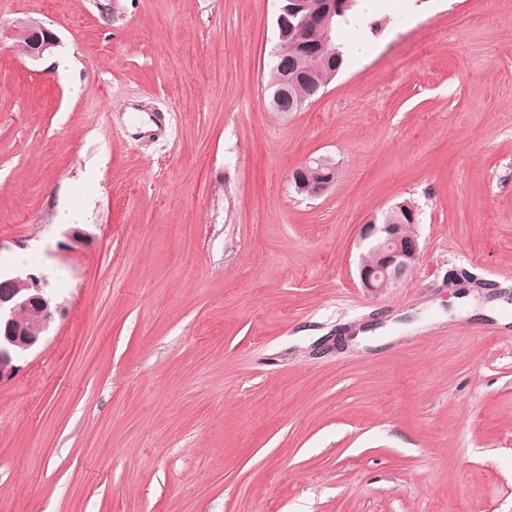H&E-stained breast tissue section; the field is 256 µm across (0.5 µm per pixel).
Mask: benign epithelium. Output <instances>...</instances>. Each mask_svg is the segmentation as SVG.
I'll return each mask as SVG.
<instances>
[{
    "label": "benign epithelium",
    "mask_w": 512,
    "mask_h": 512,
    "mask_svg": "<svg viewBox=\"0 0 512 512\" xmlns=\"http://www.w3.org/2000/svg\"><path fill=\"white\" fill-rule=\"evenodd\" d=\"M335 13V0H290L288 4L280 0L276 16L279 38L289 37L300 45L303 43L301 32L308 23L319 22L327 27ZM16 35L34 59L51 55L59 44L56 35L38 21L22 23ZM269 106L277 112H294L302 108V103L287 100L284 94L278 93ZM309 167L308 161L297 166L291 182L297 193L306 192L317 198L329 184L318 188L305 183L302 173ZM405 216L414 219L416 213H407L399 204L393 209L388 223L380 224L372 216L360 225L359 240L366 244L373 257L358 267L360 287L368 294L379 295L401 287L421 260L419 235L404 232L406 225L398 223ZM63 315L64 309L55 302L46 274L15 271L0 283V384L11 380L20 370V362L44 340V336L32 331L21 318L26 316L34 320L38 329L46 332L56 317Z\"/></svg>",
    "instance_id": "1"
}]
</instances>
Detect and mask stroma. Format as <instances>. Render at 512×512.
Instances as JSON below:
<instances>
[{"label":"stroma","instance_id":"35a3bbf8","mask_svg":"<svg viewBox=\"0 0 512 512\" xmlns=\"http://www.w3.org/2000/svg\"><path fill=\"white\" fill-rule=\"evenodd\" d=\"M277 9L0 0V269L66 308L0 384V512H512V0H375L288 114ZM405 199L422 259L368 295L360 226ZM28 55L34 59H43L53 53L59 41L56 35L38 21L22 23L16 30ZM311 160L305 161L301 163L299 166H297L291 176V182L295 189V191L299 194H302L304 192H307L311 198H317L323 195L326 189L329 187V183L322 184V188L318 187H311V185L308 183H305L302 179V173L310 167ZM328 171L324 168L319 169L317 165H312L310 169L306 172V179L309 181L313 186L324 180L325 174Z\"/></svg>","mask_w":512,"mask_h":512}]
</instances>
